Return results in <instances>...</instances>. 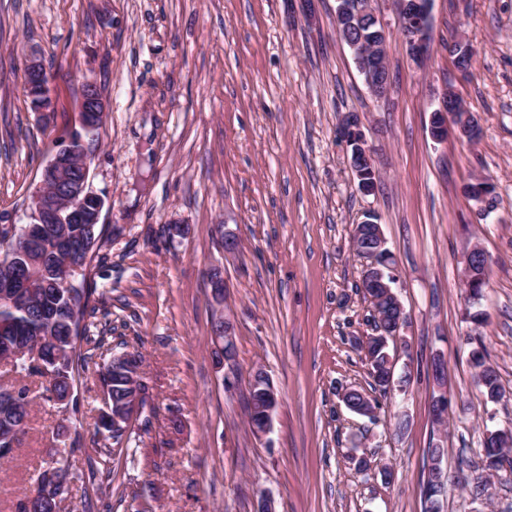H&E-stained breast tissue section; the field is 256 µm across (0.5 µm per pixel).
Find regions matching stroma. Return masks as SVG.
<instances>
[{
  "label": "stroma",
  "instance_id": "stroma-1",
  "mask_svg": "<svg viewBox=\"0 0 512 512\" xmlns=\"http://www.w3.org/2000/svg\"><path fill=\"white\" fill-rule=\"evenodd\" d=\"M314 3L308 15L303 0H0V226L26 223L82 85L97 84L108 116L90 176L106 205L91 304L109 316L113 352L142 351L149 386L129 449L113 450L110 475L91 484L100 382L76 378L77 424L42 398L39 376L25 378L31 418L0 465V512H17L52 459L69 485L59 512H256L265 496L276 512H423L435 447L443 512H512V473L493 477L483 501L466 488L487 430L512 423V0H433L419 64L388 0H376L392 25L383 100L336 36V0ZM459 38L477 53L464 76L448 52ZM32 55L54 77L47 127L24 95ZM450 92L476 117L478 138L432 140L430 114ZM349 112L376 151L369 196L337 136ZM476 178L495 187L481 220L465 192ZM370 212L396 261L407 315L396 370L410 383L368 418L341 394L371 390L358 345L372 333L371 306L352 246ZM175 224L188 234H173ZM222 224L238 236L235 255L221 246ZM475 245L492 270L477 304L462 283ZM213 267L234 323L235 357L221 367ZM478 310L481 326L470 319ZM479 343L504 392L489 408L469 362ZM435 356L447 363L444 428L430 411ZM257 367L280 394L262 437L246 420L244 383Z\"/></svg>",
  "mask_w": 512,
  "mask_h": 512
}]
</instances>
